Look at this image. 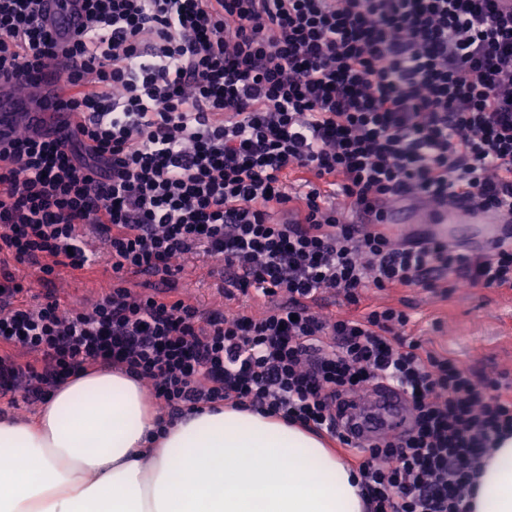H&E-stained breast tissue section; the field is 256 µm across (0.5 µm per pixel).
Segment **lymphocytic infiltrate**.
<instances>
[{
	"label": "lymphocytic infiltrate",
	"instance_id": "obj_1",
	"mask_svg": "<svg viewBox=\"0 0 512 512\" xmlns=\"http://www.w3.org/2000/svg\"><path fill=\"white\" fill-rule=\"evenodd\" d=\"M82 2L62 47L41 0H0V78L22 87L66 62L79 119L66 141L0 140V399L42 402L90 368L123 369L171 421L227 403L329 434L358 464L367 512H467L483 458L512 434V381L407 339L397 307L341 316L317 301L512 288L511 230L466 247L343 220L462 196L512 219V13L500 0ZM95 240L112 259L100 298L30 300L18 267L51 283L90 268ZM195 257L223 261L225 298L262 313L126 286ZM379 382L404 393L413 425L355 443L344 410Z\"/></svg>",
	"mask_w": 512,
	"mask_h": 512
}]
</instances>
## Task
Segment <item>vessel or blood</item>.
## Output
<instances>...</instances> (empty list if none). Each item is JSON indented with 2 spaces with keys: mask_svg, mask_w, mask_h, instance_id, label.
<instances>
[{
  "mask_svg": "<svg viewBox=\"0 0 512 512\" xmlns=\"http://www.w3.org/2000/svg\"><path fill=\"white\" fill-rule=\"evenodd\" d=\"M43 25L59 44H66L81 29L83 10L80 0H45L41 17ZM67 87L60 68H45L35 73L26 90H18L9 80L0 81V138L8 140L21 130L50 138L66 139L77 117L69 112L64 101ZM429 212L434 237L456 242L452 231L456 224H480L485 242L495 241L502 233L504 221L496 214L482 210L463 200L447 206L421 199H402L385 211L383 224L404 222L409 212ZM363 407L364 436L382 433L402 434L409 417L402 392L390 385L374 387L360 400Z\"/></svg>",
  "mask_w": 512,
  "mask_h": 512,
  "instance_id": "1",
  "label": "vessel or blood"
}]
</instances>
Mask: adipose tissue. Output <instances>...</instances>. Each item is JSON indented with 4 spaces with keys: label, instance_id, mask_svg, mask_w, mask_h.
Listing matches in <instances>:
<instances>
[{
    "label": "adipose tissue",
    "instance_id": "obj_1",
    "mask_svg": "<svg viewBox=\"0 0 512 512\" xmlns=\"http://www.w3.org/2000/svg\"><path fill=\"white\" fill-rule=\"evenodd\" d=\"M325 440L229 407L167 426L140 380L93 368L25 422L0 419V512H366ZM468 512H512V435L485 456Z\"/></svg>",
    "mask_w": 512,
    "mask_h": 512
}]
</instances>
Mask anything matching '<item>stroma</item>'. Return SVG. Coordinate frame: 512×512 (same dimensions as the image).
<instances>
[{"label":"stroma","instance_id":"35a3bbf8","mask_svg":"<svg viewBox=\"0 0 512 512\" xmlns=\"http://www.w3.org/2000/svg\"><path fill=\"white\" fill-rule=\"evenodd\" d=\"M34 281L36 294H51L64 308L89 307L104 291L112 270L98 261L92 272L66 270L48 285L37 284L38 272L25 269ZM222 266L208 263H185L166 284L157 279L130 276L128 286L134 291L165 292L204 309L223 313L236 311L237 302L224 298L221 289ZM366 304L394 305L411 317L405 329L408 338L419 341L425 349L448 355L460 367L476 375L497 372L512 374V290L459 287L392 288L383 292L368 291Z\"/></svg>","mask_w":512,"mask_h":512}]
</instances>
